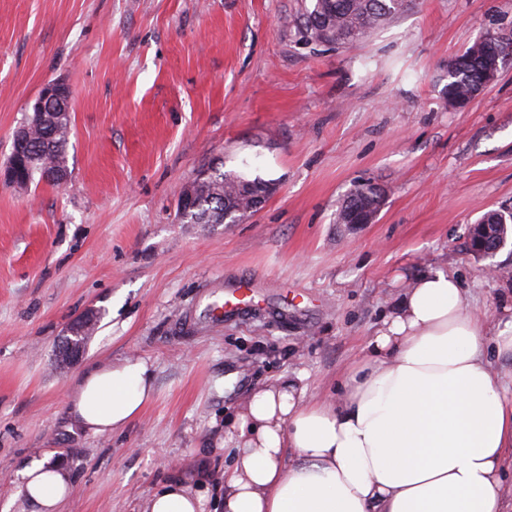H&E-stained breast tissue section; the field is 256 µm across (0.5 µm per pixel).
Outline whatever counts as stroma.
<instances>
[{
	"instance_id": "obj_1",
	"label": "stroma",
	"mask_w": 512,
	"mask_h": 512,
	"mask_svg": "<svg viewBox=\"0 0 512 512\" xmlns=\"http://www.w3.org/2000/svg\"><path fill=\"white\" fill-rule=\"evenodd\" d=\"M311 0H0V167L51 81L73 91L69 177L0 181V512H31L18 471L69 468L62 512H144L172 481L219 512L224 421L256 388L298 381L335 401L399 295L452 273L496 329L512 305V238L467 248L512 209V66L462 108L448 62L512 29V0H419L349 47L314 46ZM275 183L233 224H183V188L212 163ZM382 190L374 223L336 213ZM250 287L252 304L223 311ZM79 360L57 350L88 313ZM143 360L151 402L100 435L65 395L99 360ZM381 195L379 189L373 185L358 186L343 201L337 214V223L342 224L347 217V210L352 208H373L379 209ZM477 224H481L476 228L471 227L470 233H485L488 231V228L484 224H496L495 226H499V228H491V243L495 244L497 241H503L504 243L507 241L509 235V225L512 224V211H504V210H491L486 212L479 220ZM493 226V225H492ZM512 231V225H511Z\"/></svg>"
}]
</instances>
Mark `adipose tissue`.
<instances>
[{"label": "adipose tissue", "mask_w": 512, "mask_h": 512, "mask_svg": "<svg viewBox=\"0 0 512 512\" xmlns=\"http://www.w3.org/2000/svg\"><path fill=\"white\" fill-rule=\"evenodd\" d=\"M512 353V318L488 332L458 280L423 275L366 345L336 402L305 401L285 382L252 391L226 422L235 462L223 512H502L512 465V389L485 357L487 341ZM154 394L147 363L104 361L66 397L82 430L127 425ZM32 512H59L71 493L62 465H23ZM145 512H203L182 483L151 495Z\"/></svg>", "instance_id": "ef3b65f1"}]
</instances>
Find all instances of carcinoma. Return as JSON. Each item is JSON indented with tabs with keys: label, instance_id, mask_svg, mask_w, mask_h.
<instances>
[{
	"label": "carcinoma",
	"instance_id": "1",
	"mask_svg": "<svg viewBox=\"0 0 512 512\" xmlns=\"http://www.w3.org/2000/svg\"><path fill=\"white\" fill-rule=\"evenodd\" d=\"M413 0H312L303 14L300 34L315 44L349 45L367 36L389 20L405 13ZM512 57V29L490 33L462 54L448 61V100L469 103L484 90L483 79L487 61ZM71 132V115L58 112L48 125L31 132L28 160L29 182L47 167L68 171L66 149ZM193 208L182 217L183 224H222L224 218L234 220L251 213L252 195L268 184L259 177L248 179L223 166H209L194 179ZM381 195L373 185L358 186L343 201L337 222L348 217L352 208L379 209ZM495 225L491 243L507 241L512 211L491 210L479 220Z\"/></svg>",
	"mask_w": 512,
	"mask_h": 512
}]
</instances>
